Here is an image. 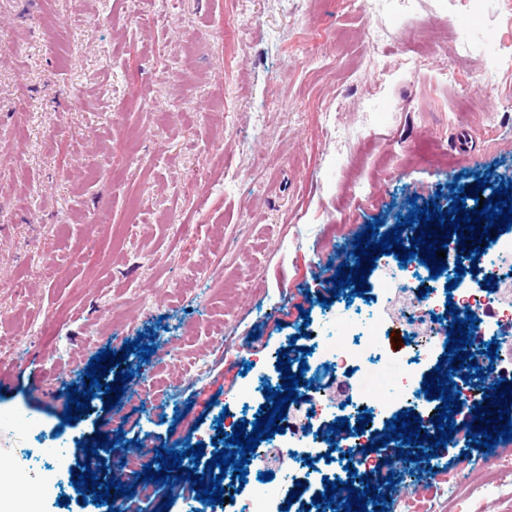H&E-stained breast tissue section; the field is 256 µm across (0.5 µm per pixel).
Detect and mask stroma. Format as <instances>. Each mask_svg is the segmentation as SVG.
Returning a JSON list of instances; mask_svg holds the SVG:
<instances>
[{
    "mask_svg": "<svg viewBox=\"0 0 512 512\" xmlns=\"http://www.w3.org/2000/svg\"><path fill=\"white\" fill-rule=\"evenodd\" d=\"M376 4L0 0V480H39L0 512H102L71 478L100 434L221 441V414L259 412L273 352L298 360L326 335L324 274L356 234L503 184L512 0ZM429 287L394 289L385 316L427 364L442 347L417 341L448 295ZM141 335L152 353L118 404L64 423L91 358ZM360 398L339 371L319 411L289 407L266 443L274 480L281 449L312 451ZM53 444L67 463L43 455ZM507 455L512 440L442 447L428 499L512 512Z\"/></svg>",
    "mask_w": 512,
    "mask_h": 512,
    "instance_id": "obj_1",
    "label": "stroma"
}]
</instances>
